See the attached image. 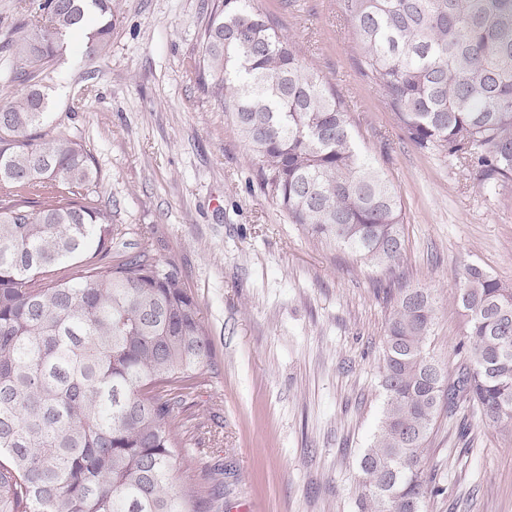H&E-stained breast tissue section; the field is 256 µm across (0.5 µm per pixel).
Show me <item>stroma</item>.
<instances>
[{"instance_id":"obj_1","label":"stroma","mask_w":512,"mask_h":512,"mask_svg":"<svg viewBox=\"0 0 512 512\" xmlns=\"http://www.w3.org/2000/svg\"><path fill=\"white\" fill-rule=\"evenodd\" d=\"M218 0H115L106 56L69 38L47 90L62 131L81 135L96 191L135 247L151 238L198 300L214 368L177 419L197 463L219 466L220 512H358L360 458L383 402L389 289L431 292L430 352L454 369L464 338L455 297L476 265L512 283V184L485 194L450 157L417 150L363 76L336 0H255L325 75L356 139L399 194L404 255L383 270L318 240L260 186L259 161L197 78ZM26 16L0 0V105L14 100L8 48ZM94 97L74 107L85 82ZM437 489L426 512H512V422L441 412L427 443Z\"/></svg>"}]
</instances>
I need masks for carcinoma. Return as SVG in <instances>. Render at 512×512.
Listing matches in <instances>:
<instances>
[{"instance_id":"obj_1","label":"carcinoma","mask_w":512,"mask_h":512,"mask_svg":"<svg viewBox=\"0 0 512 512\" xmlns=\"http://www.w3.org/2000/svg\"><path fill=\"white\" fill-rule=\"evenodd\" d=\"M113 0H35L11 45L28 85L0 106V512H198L176 420L213 348L182 271L93 190L82 138L46 130L44 82L66 39L104 57ZM360 64L415 146L493 192L512 182V0H338ZM198 75L259 160L268 195L311 235L375 267L403 256L401 200L355 142L330 82L254 0H221ZM383 336L384 400L360 468V512H424L426 444L443 406L512 420V286L469 265L455 378L429 340L431 293L396 288Z\"/></svg>"}]
</instances>
